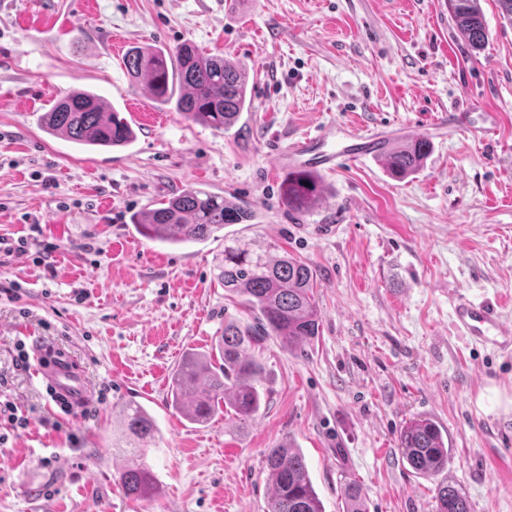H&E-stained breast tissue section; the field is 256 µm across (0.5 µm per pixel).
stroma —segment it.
I'll list each match as a JSON object with an SVG mask.
<instances>
[{
	"instance_id": "1",
	"label": "stroma",
	"mask_w": 512,
	"mask_h": 512,
	"mask_svg": "<svg viewBox=\"0 0 512 512\" xmlns=\"http://www.w3.org/2000/svg\"><path fill=\"white\" fill-rule=\"evenodd\" d=\"M488 28L470 48L441 0H0V393L29 419L0 423V512H265L264 455L291 442L323 512H435L436 480L397 446L410 419L448 435L443 480L471 512H512V358L468 346L459 298L498 305L512 325V25L480 0ZM191 42L243 65L252 104L217 131L157 105L123 64L136 45ZM88 89L136 133L89 151L38 118ZM500 116L488 142L443 134V110ZM336 121L416 129L432 151L404 179L372 158L319 173L306 211L281 199V145ZM202 188L249 202L253 219L185 247L138 234L132 214ZM278 243L316 271L319 334L297 349L271 337L254 419L193 425L167 405L190 349H212L228 320L249 322L215 265L225 240ZM84 367L96 413L66 416L17 341ZM161 431L145 459L158 493L127 498L112 451L121 405Z\"/></svg>"
}]
</instances>
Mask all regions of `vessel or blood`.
I'll return each instance as SVG.
<instances>
[{
	"label": "vessel or blood",
	"mask_w": 512,
	"mask_h": 512,
	"mask_svg": "<svg viewBox=\"0 0 512 512\" xmlns=\"http://www.w3.org/2000/svg\"><path fill=\"white\" fill-rule=\"evenodd\" d=\"M498 115L484 113L481 122H473L467 110L443 113L440 126L451 132L467 133L484 142L495 131ZM390 148L389 138L380 129H357L334 121L324 123L311 135L299 137L287 148H275L276 162L288 169H312L332 173L341 166L362 159L384 157ZM459 333L476 344L512 353V327L503 323L496 306L459 299L454 310ZM36 371L70 402L79 403L90 396L91 388L83 370L68 354L46 348L33 354Z\"/></svg>",
	"instance_id": "b4317fda"
}]
</instances>
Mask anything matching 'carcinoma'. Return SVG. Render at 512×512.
I'll use <instances>...</instances> for the list:
<instances>
[{
    "instance_id": "cac0c4a2",
    "label": "carcinoma",
    "mask_w": 512,
    "mask_h": 512,
    "mask_svg": "<svg viewBox=\"0 0 512 512\" xmlns=\"http://www.w3.org/2000/svg\"><path fill=\"white\" fill-rule=\"evenodd\" d=\"M448 11L469 45L481 49L488 32L479 0H448ZM124 65L134 81L148 82L154 103L172 104L192 121L216 130L234 126L250 105L246 69L222 56L204 54L188 42L168 52L135 48L125 54ZM40 124L51 135L102 150L124 148L135 139L131 126L89 91L74 90L58 99L40 116ZM431 148L426 137L399 145L390 151L387 166L395 176L406 177L422 166ZM283 187L284 199L294 210H305L315 201L317 185L308 171L288 173ZM253 218L251 206L243 200L188 188L159 208L133 215L131 223L145 238L178 245L204 242L228 224ZM277 250L273 243L237 239L224 245L217 278L225 291L242 298L252 322L224 323L215 344L219 365L212 363L210 354L188 352L171 373L168 406L192 424L203 425L222 409L232 410L243 421L252 418L261 405L257 384L263 368L248 349L268 336L290 347L318 336L316 271L291 255H273ZM118 423L122 436L112 440V449L133 455L121 473V488L128 498L147 499L156 494L157 486L143 457L159 429L134 401L121 406ZM398 448L413 472L424 477L440 475L451 459L443 430L429 418L406 424ZM264 460L272 483L267 512H322L299 449L285 441L269 449ZM435 500L436 512H471L466 496L444 480L437 484Z\"/></svg>"
}]
</instances>
